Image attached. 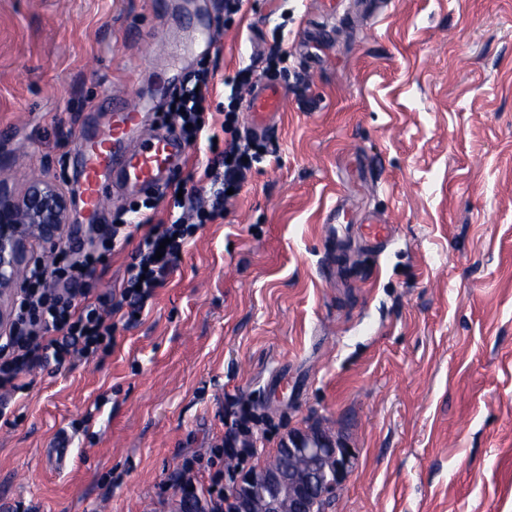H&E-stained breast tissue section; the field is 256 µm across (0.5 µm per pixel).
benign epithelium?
<instances>
[{
    "mask_svg": "<svg viewBox=\"0 0 512 512\" xmlns=\"http://www.w3.org/2000/svg\"><path fill=\"white\" fill-rule=\"evenodd\" d=\"M69 199L54 178L30 180L16 192L0 183V335L8 330L12 306L26 287L24 273L37 265L30 245H54L69 222ZM288 454L295 461L288 471L265 469L263 487L244 474L224 512H315L318 502L341 488L352 469L354 451L313 427L288 434ZM329 470L332 479L317 485L316 475Z\"/></svg>",
    "mask_w": 512,
    "mask_h": 512,
    "instance_id": "7a95c632",
    "label": "benign epithelium"
}]
</instances>
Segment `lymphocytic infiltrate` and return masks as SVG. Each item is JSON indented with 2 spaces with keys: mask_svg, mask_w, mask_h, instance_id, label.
<instances>
[{
  "mask_svg": "<svg viewBox=\"0 0 512 512\" xmlns=\"http://www.w3.org/2000/svg\"><path fill=\"white\" fill-rule=\"evenodd\" d=\"M208 86L207 71L198 72L192 86L175 91L176 103L165 113L167 119L177 121L183 141L207 139L211 158L202 174L209 185L207 192H184L179 184H171V191L178 194L173 205L181 210L171 223H154L151 211L156 204L146 201L138 218L150 230L140 240H133L126 219L119 218L79 256L63 249L52 271H31L25 292L12 309L10 332L0 337L1 421L7 419L14 396L26 390L24 377L34 367L66 369L75 359L110 352L113 316L122 312L131 320L144 312L155 288L164 285L199 227L223 217L229 191H241L252 166L260 163L263 145L258 138H249L244 144L227 143L219 140L217 132L207 130L201 110ZM130 243L135 249L118 298L96 293L98 265L112 251ZM254 453L252 418L243 414L226 431L222 443L211 449L210 456L233 457L243 463Z\"/></svg>",
  "mask_w": 512,
  "mask_h": 512,
  "instance_id": "obj_1",
  "label": "lymphocytic infiltrate"
}]
</instances>
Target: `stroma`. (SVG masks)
Segmentation results:
<instances>
[{"mask_svg":"<svg viewBox=\"0 0 512 512\" xmlns=\"http://www.w3.org/2000/svg\"><path fill=\"white\" fill-rule=\"evenodd\" d=\"M244 0L216 53L186 56L226 81L256 62L287 93L267 155L222 219L203 225L110 353L34 369L0 422L8 512H180L175 483L254 414L261 469L289 431L316 426L355 452L325 512H512V0ZM196 0H0V181L62 182L87 242L71 158L104 129L110 93L149 99L167 67L143 38L188 39ZM286 62L267 63L273 41ZM372 213L380 252H337L324 226ZM55 249L33 244L51 262ZM72 435L65 461L49 453Z\"/></svg>","mask_w":512,"mask_h":512,"instance_id":"stroma-1","label":"stroma"}]
</instances>
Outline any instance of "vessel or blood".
Here are the masks:
<instances>
[{
	"label": "vessel or blood",
	"instance_id": "1",
	"mask_svg": "<svg viewBox=\"0 0 512 512\" xmlns=\"http://www.w3.org/2000/svg\"><path fill=\"white\" fill-rule=\"evenodd\" d=\"M287 94L273 82L259 83L245 110L250 129L269 130L272 121L285 109ZM112 123L92 134L79 133L77 145L78 190L89 223H96L106 207V194L118 182L138 193L157 194L178 170L185 146L176 130L150 138L134 146L132 134L145 126L156 109L155 103L138 98L110 102ZM355 233L363 245L378 252L390 241L393 228L377 218H365Z\"/></svg>",
	"mask_w": 512,
	"mask_h": 512
}]
</instances>
